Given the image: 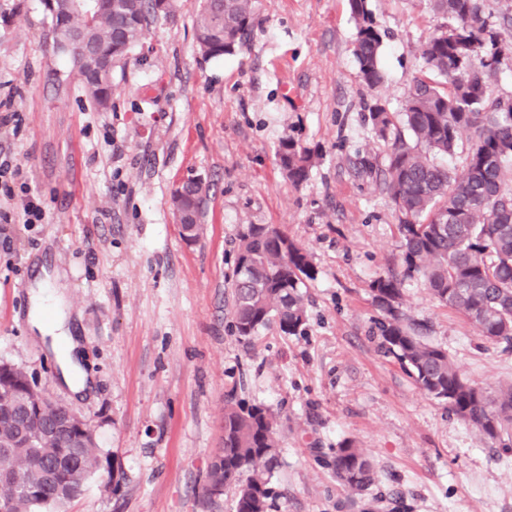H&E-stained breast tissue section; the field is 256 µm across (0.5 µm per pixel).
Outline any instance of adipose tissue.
<instances>
[{
  "label": "adipose tissue",
  "instance_id": "1",
  "mask_svg": "<svg viewBox=\"0 0 512 512\" xmlns=\"http://www.w3.org/2000/svg\"><path fill=\"white\" fill-rule=\"evenodd\" d=\"M32 313L30 324L40 339L49 340L50 345L58 354L60 381L73 394L84 395L91 389L89 379L80 366L82 351L76 336H73L65 311L66 301L63 294L54 289L37 286L31 292ZM53 311L52 321H45V311Z\"/></svg>",
  "mask_w": 512,
  "mask_h": 512
}]
</instances>
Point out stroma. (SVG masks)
Here are the masks:
<instances>
[{
    "mask_svg": "<svg viewBox=\"0 0 512 512\" xmlns=\"http://www.w3.org/2000/svg\"><path fill=\"white\" fill-rule=\"evenodd\" d=\"M202 0H173L113 72L96 107L53 44L41 0H0V145L26 174L15 205L37 195L39 224L0 230V363L33 375L84 418L98 472L61 512H233L207 494L224 437V403L277 418L280 465L269 512H512V441L486 439L425 395L384 352L372 284L397 264L398 219L358 161L385 162L365 115L401 110L421 74L420 47L440 20L424 0H373L385 34L383 85L354 57L348 0H258L248 45L199 53ZM293 136L320 156L294 185L276 148ZM203 179L206 231L180 233L172 193ZM271 224L309 250L300 335L233 326L234 257L244 225ZM63 286L95 388L73 394L28 321L41 273ZM401 308L486 391L512 383V347L478 336L422 281ZM353 443L376 481L352 498L329 465ZM116 481H109V473Z\"/></svg>",
    "mask_w": 512,
    "mask_h": 512,
    "instance_id": "obj_1",
    "label": "stroma"
}]
</instances>
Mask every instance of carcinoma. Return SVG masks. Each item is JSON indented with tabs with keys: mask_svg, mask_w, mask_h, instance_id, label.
I'll list each match as a JSON object with an SVG mask.
<instances>
[{
	"mask_svg": "<svg viewBox=\"0 0 512 512\" xmlns=\"http://www.w3.org/2000/svg\"><path fill=\"white\" fill-rule=\"evenodd\" d=\"M447 20L422 45V68L441 78H416L400 113L402 126L383 104L369 107L377 137L388 145L380 184L398 213L401 276L377 279L372 291L384 317L383 346L405 366L421 390L495 441L512 437V384L491 394L467 380L425 328L396 306L403 280L419 278L440 303L462 313L478 335L512 344V101H491L488 73L512 60L484 16L483 0H426ZM356 26L354 55L365 84L384 81L383 34L370 0H348ZM164 0H54L49 12L56 49L65 55L86 95L101 108L112 101V67L126 61L149 24L169 12ZM256 0H204L194 22L207 58L233 55L255 27ZM74 34L92 47L69 48ZM468 135L464 164L438 161L455 154ZM276 155L288 179L304 183L316 150L288 136ZM207 189L188 181L173 194L191 225L203 234ZM316 274L310 254L280 229L248 224L235 253L234 330L244 340L274 323L289 336L307 323L304 288ZM276 417L266 407L224 405V448L210 470V486L235 490V512H267L279 465ZM100 449L87 424L51 400L22 369L0 366V500L9 512L64 507L99 468ZM331 465L336 478L361 493L375 482L371 459L346 444Z\"/></svg>",
	"mask_w": 512,
	"mask_h": 512,
	"instance_id": "1",
	"label": "carcinoma"
}]
</instances>
